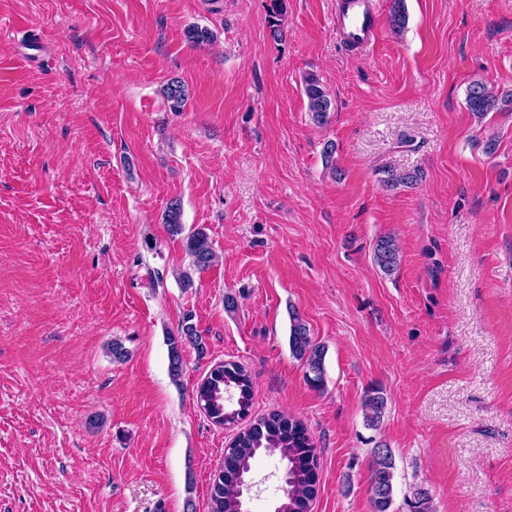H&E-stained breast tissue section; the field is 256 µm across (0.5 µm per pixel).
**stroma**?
<instances>
[{
    "label": "stroma",
    "mask_w": 512,
    "mask_h": 512,
    "mask_svg": "<svg viewBox=\"0 0 512 512\" xmlns=\"http://www.w3.org/2000/svg\"><path fill=\"white\" fill-rule=\"evenodd\" d=\"M405 4L402 34L356 51L336 0H0V512H208L232 433L195 389L228 360L251 417L313 434L312 512H372L379 444L394 512L419 486L433 512H512V114L466 108L472 80L512 89V0ZM309 72L332 101L321 127ZM386 169L422 178L389 187ZM173 199L219 256L187 291ZM293 310L327 349L324 390L290 351ZM187 318L205 350L185 346L175 381L166 339ZM279 467L255 459L270 480L247 512H275ZM374 264L386 275H392L400 264V252L395 238L392 236L379 237L373 247ZM386 397L381 388H373L367 392L362 402L366 426L376 429L383 420L386 409ZM370 492L373 512H390L393 503L395 462L389 448L372 449Z\"/></svg>",
    "instance_id": "1"
}]
</instances>
